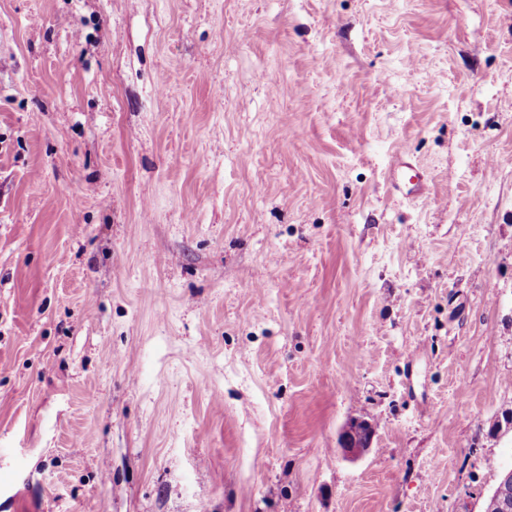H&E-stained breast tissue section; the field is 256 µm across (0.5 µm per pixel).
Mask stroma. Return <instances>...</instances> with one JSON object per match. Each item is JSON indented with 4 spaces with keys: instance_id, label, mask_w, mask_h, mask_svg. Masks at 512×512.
Instances as JSON below:
<instances>
[{
    "instance_id": "stroma-1",
    "label": "stroma",
    "mask_w": 512,
    "mask_h": 512,
    "mask_svg": "<svg viewBox=\"0 0 512 512\" xmlns=\"http://www.w3.org/2000/svg\"><path fill=\"white\" fill-rule=\"evenodd\" d=\"M511 465L512 0H0V483L484 512ZM390 173L394 186L403 194L416 197L425 195L424 174L419 166L409 160L406 148H400L395 154ZM372 436L373 431L368 423L353 420L342 431L340 445L346 454L357 458L371 447Z\"/></svg>"
}]
</instances>
